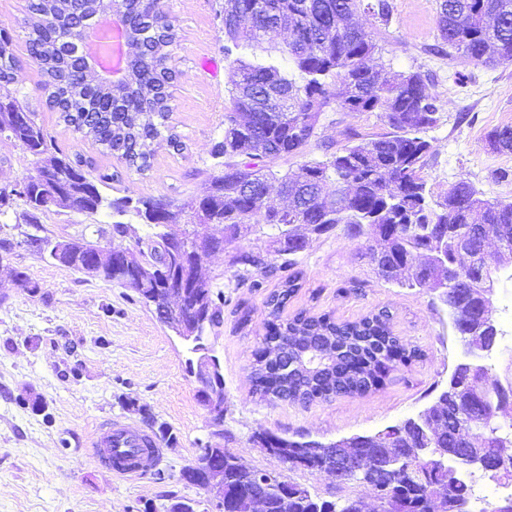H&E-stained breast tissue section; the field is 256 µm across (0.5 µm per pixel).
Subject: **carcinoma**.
Instances as JSON below:
<instances>
[{
  "label": "carcinoma",
  "mask_w": 512,
  "mask_h": 512,
  "mask_svg": "<svg viewBox=\"0 0 512 512\" xmlns=\"http://www.w3.org/2000/svg\"><path fill=\"white\" fill-rule=\"evenodd\" d=\"M268 11L292 21L283 53L298 75L282 68L280 62L246 63L232 58L233 50L247 49L276 33L267 16L253 15L255 0L224 2V47L229 62L227 98L224 99V136L212 148V157L222 159V192L201 200L140 198L135 206L128 200L105 202L80 157L52 156L47 152L48 135L36 121L22 91L23 64L14 54L12 37L0 36V133L40 166L43 178L29 181L19 189L0 190V207L12 198L32 206V196L42 201L58 194L78 200L76 212L98 213L108 205L117 214L133 208L137 215L151 209L158 213L151 233L134 238L127 251L145 268L171 267L175 252L196 244L194 226L216 218L224 224V239L236 238L243 229H253L269 239L283 264L292 269L279 288L266 299L269 309L268 333L263 344L269 350L294 339L302 345L288 347L291 366L275 361L258 364L254 371L255 392L262 398L308 404L333 398L364 395L379 386L376 373L385 367L389 352L398 348L408 358L421 356L420 349L395 336L386 310L356 321L336 322L331 315L308 316L303 312L285 318L290 300L302 288V273L295 269L296 255L304 250L303 227L316 225L315 234L329 235L342 228L351 237H364L382 247L374 270L388 283L406 288H432L443 284V305L465 297L474 288L493 289L502 273L512 279V200L482 199L469 181L452 186L440 201H434L421 176L431 145L423 133L439 121L440 105L426 91L418 71H386L372 64L381 47L364 30L350 22L364 8L382 22L390 19L389 0H266ZM26 45L29 61L39 69L40 89L46 105L60 113L73 131L90 136L103 150L123 160L138 172L151 167L147 150L155 140L179 148L182 142L168 124L172 107L168 88L177 79L171 66L177 47L172 23L159 24L151 0H28ZM118 13L129 23L139 44L123 92L112 94L109 87L91 86L82 75V53L76 45L83 36L84 21L94 15L111 17ZM436 29L448 46V58H462L473 64H512V0H439ZM277 88L282 100L275 112L260 106V96ZM376 112L389 131L371 138L351 140L329 153L324 160H304L280 174L279 160L304 156L314 130L329 112ZM277 180L288 190V211H275L262 201L266 182ZM334 186L336 210L328 214L317 200L324 185ZM486 205L480 223L466 221V204ZM34 207V206H32ZM45 212L51 206L34 207ZM455 225L456 233L444 235L443 225ZM501 241L487 255L489 241ZM76 252L61 245L52 255L59 265L78 270ZM232 264L260 270L250 281L255 291L265 288L266 275L276 271L260 253L240 252ZM194 278L191 301L210 311L213 320L221 316L212 291L200 276V263L179 265ZM468 310H450L453 327L465 346V365H456L447 385H434L433 400L413 416L371 434L396 442H415L427 426L442 421L448 432L429 436L428 447H463L455 430L476 435L489 448L512 446V425L499 421L490 388V365L476 347V338L463 326ZM465 390L483 388L479 406L458 404L450 399L453 386ZM259 434L272 438L275 456L287 470L308 472L300 464H288L299 448L311 441L289 440L267 430ZM235 456L224 450V498L238 504L255 492L251 472L234 463ZM496 480L491 474H470L458 460L448 459L446 467L427 462L409 463L404 481L448 492L472 512L477 480Z\"/></svg>",
  "instance_id": "cac0c4a2"
}]
</instances>
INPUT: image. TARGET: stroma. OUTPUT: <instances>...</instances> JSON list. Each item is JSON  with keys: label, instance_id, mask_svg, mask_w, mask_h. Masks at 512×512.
<instances>
[{"label": "stroma", "instance_id": "stroma-1", "mask_svg": "<svg viewBox=\"0 0 512 512\" xmlns=\"http://www.w3.org/2000/svg\"><path fill=\"white\" fill-rule=\"evenodd\" d=\"M390 3L388 25L365 12L355 21L383 48L375 56L377 66L421 72L441 104L440 122L426 134L428 190L440 197L464 179L486 199H512V153L492 152L486 141L492 129L512 126V65L491 68L430 53L438 41L437 0ZM223 4L160 0L178 34L173 65L180 76L169 89V124L183 148L156 144L150 169L139 173L102 153L48 109L38 88L40 73L26 60L20 25L27 0H0V30L12 34L13 51L25 61L28 101L48 133L50 152L81 156L90 179L99 181L111 200L179 201L205 194L214 172L210 151L224 134ZM387 130L376 115L338 112L333 122L319 127L306 157L324 159L327 149L346 144L347 132L371 136ZM33 231L51 241L83 234L104 248L117 243L108 209L91 216L58 208L36 214L17 199L0 214V239L13 243L9 252L0 251V512H143L147 506L167 512L179 501L194 512H215L204 490L180 478L193 464L198 444L228 449L248 466L285 473V466L254 441V432L326 442L378 431L423 409L434 384L447 383L463 355L464 345L447 313L438 310L432 290L380 279L368 256L372 244L365 239L340 229L320 237L311 233L297 256L302 287L288 313L304 310L353 321L386 308L394 333L422 355L396 365L383 385L362 397L306 406L262 399L252 374L267 332L266 293L279 279L268 277L260 292L244 281V270L232 264V256L269 250L264 239L245 232L202 266L203 277L224 295L222 320L211 339L224 378V419L217 422L188 369L185 344L135 291L32 251L24 240ZM492 301L504 335L490 374L504 381L512 378V281L498 283ZM243 306L251 311L244 326L238 323ZM109 420L132 422L146 432L152 424L164 425L177 441L160 443L159 456L144 457L139 477L119 479L92 457L91 442Z\"/></svg>", "mask_w": 512, "mask_h": 512}]
</instances>
